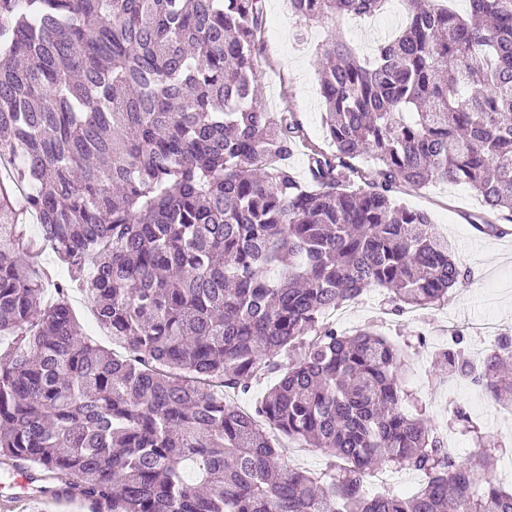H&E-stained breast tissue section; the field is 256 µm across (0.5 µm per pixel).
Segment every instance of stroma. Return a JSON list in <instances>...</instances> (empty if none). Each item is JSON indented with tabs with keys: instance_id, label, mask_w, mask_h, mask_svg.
<instances>
[{
	"instance_id": "1",
	"label": "stroma",
	"mask_w": 512,
	"mask_h": 512,
	"mask_svg": "<svg viewBox=\"0 0 512 512\" xmlns=\"http://www.w3.org/2000/svg\"><path fill=\"white\" fill-rule=\"evenodd\" d=\"M284 2H266L268 23L263 39L259 101L267 111L293 113L308 141L325 149L329 143L319 92L318 46L338 35L361 55L371 56L379 36L396 33L403 25L407 3L396 0L392 16L382 19L376 32L366 28L362 20L349 17L314 24L300 32L292 26ZM399 196L412 208L427 213L434 229L454 244L456 256L470 272V283L457 291L448 305L389 320L382 331L390 340L406 344L403 377L406 383L415 385L433 425L446 426L452 408L461 405L482 432L512 444V427L503 424L507 411L498 407L487 410V397L475 387L440 383V371L432 358L437 348L433 338L451 320L464 330L471 346L478 342L473 323L489 313L496 316L502 332L512 334V235H487L475 228L473 217L484 215L485 209L467 185L434 182L420 190L407 186ZM421 333L427 336L422 345L417 342Z\"/></svg>"
}]
</instances>
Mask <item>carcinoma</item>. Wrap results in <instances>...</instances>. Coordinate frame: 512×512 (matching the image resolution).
Wrapping results in <instances>:
<instances>
[{
  "label": "carcinoma",
  "mask_w": 512,
  "mask_h": 512,
  "mask_svg": "<svg viewBox=\"0 0 512 512\" xmlns=\"http://www.w3.org/2000/svg\"><path fill=\"white\" fill-rule=\"evenodd\" d=\"M290 2L309 25L385 0ZM468 2L408 0L368 59L321 46L330 150L305 185L284 164L301 124L254 105L264 0H0V464L108 512H512L466 409L451 423L481 450L458 465L405 410L403 350L324 320L374 289L400 317L466 286L401 187L463 183L512 223V0ZM29 215L66 266L50 303ZM75 289L124 355L77 338ZM434 359L512 407L511 336L476 363L458 330ZM267 425L325 470L290 467ZM378 461L424 483L368 495Z\"/></svg>",
  "instance_id": "cac0c4a2"
}]
</instances>
